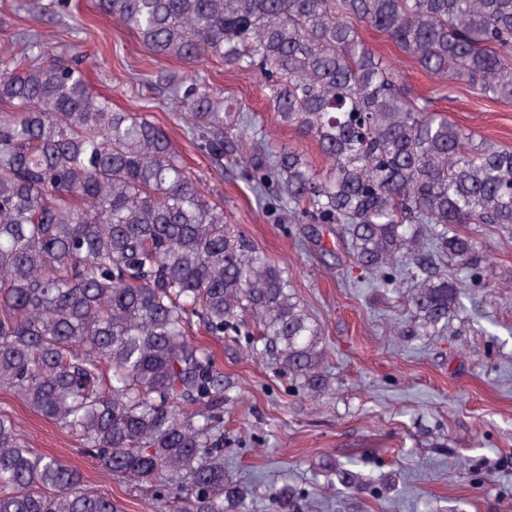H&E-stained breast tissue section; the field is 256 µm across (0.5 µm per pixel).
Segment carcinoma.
Listing matches in <instances>:
<instances>
[{
	"label": "carcinoma",
	"mask_w": 512,
	"mask_h": 512,
	"mask_svg": "<svg viewBox=\"0 0 512 512\" xmlns=\"http://www.w3.org/2000/svg\"><path fill=\"white\" fill-rule=\"evenodd\" d=\"M148 53L254 73L279 124L197 72L147 88L183 139L278 221L334 224L349 261L405 289L400 329H448L482 271L471 224L512 229V147L415 91L363 40L383 35L448 88L512 102V0H95ZM0 389L65 432L156 512H249L224 472V373L196 341L243 328L318 398L323 329L279 262L224 220L159 121L113 107L76 53L0 21ZM0 512H120L0 412Z\"/></svg>",
	"instance_id": "1"
}]
</instances>
